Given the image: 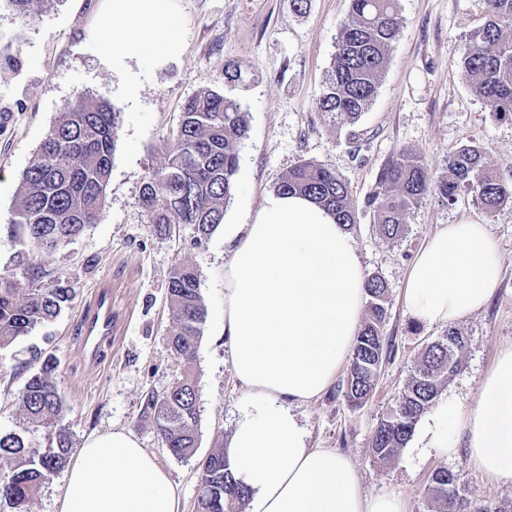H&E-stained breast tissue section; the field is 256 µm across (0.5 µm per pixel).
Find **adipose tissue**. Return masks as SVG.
I'll list each match as a JSON object with an SVG mask.
<instances>
[{
	"mask_svg": "<svg viewBox=\"0 0 512 512\" xmlns=\"http://www.w3.org/2000/svg\"><path fill=\"white\" fill-rule=\"evenodd\" d=\"M112 65L175 39L172 0H106ZM224 264V337L234 377L249 400L224 454L248 488L246 512H406L393 491L367 493L352 462L313 448L292 408L315 400L348 360L366 296L365 272L343 225L309 198L267 194L251 223L229 228ZM504 266L487 225H442L420 248L407 278L409 318L454 324L482 309ZM437 402L418 442L452 453L448 411ZM469 463L512 485V346L485 375L460 418ZM58 512H180V495L132 433L90 436L71 460Z\"/></svg>",
	"mask_w": 512,
	"mask_h": 512,
	"instance_id": "obj_1",
	"label": "adipose tissue"
}]
</instances>
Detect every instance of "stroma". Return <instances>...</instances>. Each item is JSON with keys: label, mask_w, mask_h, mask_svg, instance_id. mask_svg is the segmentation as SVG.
Listing matches in <instances>:
<instances>
[{"label": "stroma", "mask_w": 512, "mask_h": 512, "mask_svg": "<svg viewBox=\"0 0 512 512\" xmlns=\"http://www.w3.org/2000/svg\"><path fill=\"white\" fill-rule=\"evenodd\" d=\"M105 0H34L26 20L0 0V274L17 268L23 251L8 222L22 172L76 96L106 100L120 111L105 204L96 224L43 265L74 286L72 302L52 323L0 349V432H17L23 415L16 395L34 353L55 356V382L66 405L64 424L75 447L93 434L133 433L177 484L181 512H195L197 460L228 440L247 394L236 385L224 340L223 229L203 246L192 228L156 232L142 206L149 173L161 167L175 140L185 101L204 87L219 90L248 114L249 132L238 146L235 189L224 205L228 224L250 223L264 196L300 161L328 165L349 185L357 212L350 226L366 275L383 278L389 305L382 336L386 358L369 399L349 406L347 370L317 400L294 414L314 448H335L355 466L368 493L400 492L407 512H425L426 491L439 466L460 472L475 506L512 503V487L489 481L466 458L463 438L450 431L454 456L405 446L391 462L378 460L371 435L395 408L427 343L448 332L405 313L406 273L425 240L441 225L471 220L487 225L505 257L498 289L482 310L460 320L469 342L460 369L442 388L456 413L479 397L483 377L499 351L512 344V205L486 213L473 193L454 205L425 198L406 217L405 235L380 237L368 200L380 170L402 151L419 155L433 180L448 178V157L464 146L485 153L488 165L512 182V122L497 119L457 66L471 32L485 19L484 0H398L400 33L389 50L377 95L356 123L318 111L336 44L350 18V0H174L177 47L158 39L152 54L112 68L103 37ZM244 65L243 81L224 78L227 65ZM196 267L206 318L193 363L201 383L197 399L198 451L179 459L164 448L141 407L148 392L163 393L183 363L169 344L172 311L167 285L172 268ZM112 290L111 338L99 343L97 362L82 346L83 319L98 289Z\"/></svg>", "instance_id": "obj_1"}]
</instances>
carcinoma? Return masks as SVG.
Listing matches in <instances>:
<instances>
[{
	"mask_svg": "<svg viewBox=\"0 0 512 512\" xmlns=\"http://www.w3.org/2000/svg\"><path fill=\"white\" fill-rule=\"evenodd\" d=\"M486 6V20L470 34L458 65L489 110L511 121L512 39L507 33L512 31V0H486ZM351 11L352 19L337 42L331 81L316 100V108L353 123L377 94L400 20L397 0H351ZM118 120L119 112L110 102L78 96L66 104L58 123L40 143L21 175L10 220L32 255L55 252L97 222L110 179ZM248 129L247 112L215 89L203 88L187 99L175 145L142 189V205L157 230L190 224L193 244L208 241L223 223L224 203L235 186L237 146ZM448 170V179L435 183L415 154L401 152L389 162L379 173V191L368 200L380 235L401 238L406 215L429 194L453 205L460 193L470 191L489 213L512 204V183L486 164L483 150H456L448 158ZM275 191L308 196L330 211L337 223L346 227L356 223L349 186L325 164L300 162L281 178ZM366 291L368 314L353 347L347 381L346 397L354 406L370 397L385 357L381 326L387 315V285L372 276ZM74 294L67 282L35 261L27 263L19 278L0 275V349L54 321ZM167 298L173 311L170 347L187 368L168 391L146 395L142 414L153 418L158 436L173 456L189 459L198 447L199 391V377L189 365L196 358L206 317L199 274L192 265L174 267ZM462 348L446 338L425 347L395 410L372 433L377 459L392 461L406 445L418 420L455 374ZM56 367L51 356L38 360L16 396L26 422L44 431L46 447H34L18 433L0 435V462L10 468L0 476V503L13 512H29L42 484L70 460L73 442L62 424L66 408L54 380ZM199 470L197 512H223L215 502H224L226 494L233 497V504H245L247 489L233 480L224 463V449L209 453ZM459 482V472L437 468L428 488L427 512H460L453 491Z\"/></svg>",
	"mask_w": 512,
	"mask_h": 512,
	"instance_id": "obj_1",
	"label": "carcinoma"
}]
</instances>
